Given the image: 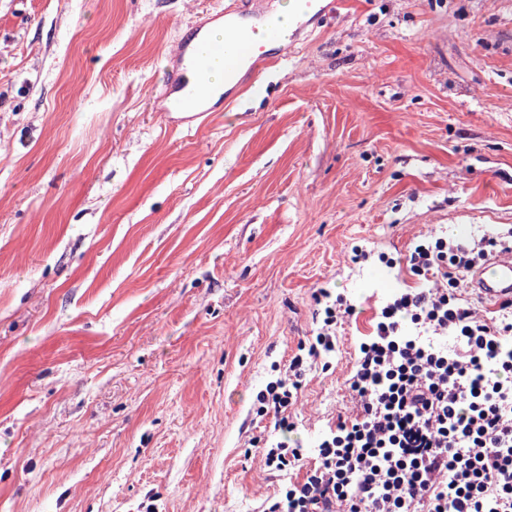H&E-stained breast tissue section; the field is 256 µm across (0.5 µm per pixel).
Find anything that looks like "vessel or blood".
I'll list each match as a JSON object with an SVG mask.
<instances>
[{
	"mask_svg": "<svg viewBox=\"0 0 512 512\" xmlns=\"http://www.w3.org/2000/svg\"><path fill=\"white\" fill-rule=\"evenodd\" d=\"M303 7L296 15L289 36H281L272 23L269 0H246L243 6L225 9L222 37H213L210 29L195 26L177 45L174 66L169 73V94L162 109L178 112L184 121L192 123L217 111L224 103L222 88L210 80L213 67L224 60L225 41L247 39L250 49L241 55L230 70L238 77L242 70H254L271 56H287L301 35L322 26L333 16V0H302ZM468 288L486 302L512 300V251L488 256L485 262L472 269Z\"/></svg>",
	"mask_w": 512,
	"mask_h": 512,
	"instance_id": "b4317fda",
	"label": "vessel or blood"
}]
</instances>
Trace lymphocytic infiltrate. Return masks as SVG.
I'll return each instance as SVG.
<instances>
[{"label":"lymphocytic infiltrate","instance_id":"obj_1","mask_svg":"<svg viewBox=\"0 0 512 512\" xmlns=\"http://www.w3.org/2000/svg\"><path fill=\"white\" fill-rule=\"evenodd\" d=\"M492 244L438 237L414 248L413 271H444L447 287L403 292L383 308L350 379L357 414L317 442L318 467L262 512H512V313L483 320L456 293L459 274ZM354 312L327 306L288 373L257 394L258 413L275 417L266 466H298L303 450L290 444L286 416L293 376L335 351L336 323Z\"/></svg>","mask_w":512,"mask_h":512}]
</instances>
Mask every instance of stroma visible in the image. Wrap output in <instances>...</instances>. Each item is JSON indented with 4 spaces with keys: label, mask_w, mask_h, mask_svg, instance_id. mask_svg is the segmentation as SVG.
<instances>
[{
    "label": "stroma",
    "mask_w": 512,
    "mask_h": 512,
    "mask_svg": "<svg viewBox=\"0 0 512 512\" xmlns=\"http://www.w3.org/2000/svg\"><path fill=\"white\" fill-rule=\"evenodd\" d=\"M232 0H0V512H260L256 396L355 304L289 411L352 415L429 235L512 232V0H342L223 111L157 112Z\"/></svg>",
    "instance_id": "obj_1"
}]
</instances>
